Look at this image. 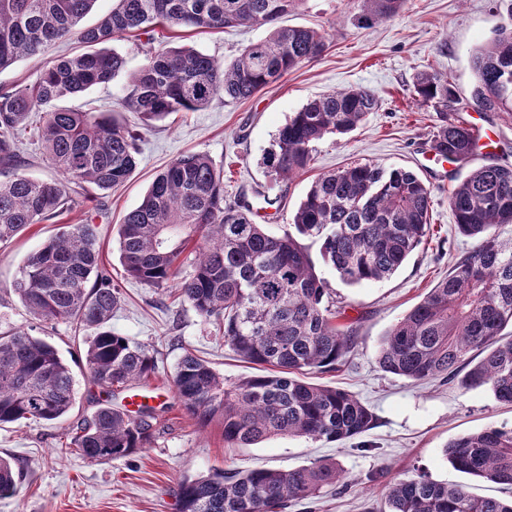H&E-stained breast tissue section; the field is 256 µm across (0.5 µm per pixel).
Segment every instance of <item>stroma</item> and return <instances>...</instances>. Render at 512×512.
<instances>
[{
  "label": "stroma",
  "mask_w": 512,
  "mask_h": 512,
  "mask_svg": "<svg viewBox=\"0 0 512 512\" xmlns=\"http://www.w3.org/2000/svg\"><path fill=\"white\" fill-rule=\"evenodd\" d=\"M359 11L358 0H306L284 22L320 29L327 38L325 52L247 101L231 103L219 96L204 110L175 112L145 125L121 108L125 74L70 99V106L109 112L139 133V164L132 176L111 190L75 195L61 222L98 227L103 261L122 290L112 329L158 353L155 378L131 387L155 407L158 423L147 449L112 461H92L66 447L70 419L0 426V456L11 458L24 473L19 492L0 499V512H178L183 477L204 476L216 468L288 470L324 458L336 460L345 482L292 503L287 512H369L391 478L411 479L423 472L437 482L465 485L479 496L499 495L498 485L455 470L444 448L471 432L512 428V406L499 404L486 386L464 389L454 382H413L383 372L378 354L386 333L475 246L458 233L448 208L451 187L468 169L452 166L444 177L430 170L426 155L438 114L415 97V79L425 70L447 77L461 117L495 140L492 152L476 155L472 165L499 161L512 149V119L473 103L472 55L512 18V0H406L398 14L370 28L357 27ZM266 33L259 26L193 30L181 32L176 42L228 63ZM358 87L376 97L375 112L354 132L317 142L307 171L276 181L264 158L289 116L312 98ZM187 152L207 154L223 167L225 203L257 205L265 194L280 195V209L267 222L277 235L288 230L321 172L369 161L412 171L429 186L430 232L387 280L346 283L323 262L318 243L309 245L317 272L346 308L343 323L353 326L357 336L354 351L337 370L310 374L309 380L349 391L370 408L374 425L362 437L340 442L275 437L249 448H229L219 423L198 425L181 410L170 379L185 350L231 381L256 372L225 347L219 321L203 320L173 290L126 277L119 262L117 228L125 214L139 205L155 174ZM55 231V224H35L0 249V329L24 327L59 350L75 376L71 419H78L96 409L82 346L69 324H39L11 290L27 256Z\"/></svg>",
  "instance_id": "35a3bbf8"
}]
</instances>
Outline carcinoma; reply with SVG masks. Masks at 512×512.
I'll return each mask as SVG.
<instances>
[{"instance_id": "1", "label": "carcinoma", "mask_w": 512, "mask_h": 512, "mask_svg": "<svg viewBox=\"0 0 512 512\" xmlns=\"http://www.w3.org/2000/svg\"><path fill=\"white\" fill-rule=\"evenodd\" d=\"M95 3L0 0V69L58 41L74 39L83 47L46 61L34 82L0 90L1 248L68 210V185L107 190L137 168V136L128 126L61 105L125 70V58L107 44L158 26L270 27L265 39L244 47L228 65L189 47L148 48L122 97L124 110L146 121L201 111L219 94L227 101L252 99L326 49L319 30L278 25L305 0H112L96 25L80 26ZM360 3L358 25L368 28L397 14L405 0ZM472 67L475 105L512 117V23L476 50ZM414 91L439 114L432 149L467 165L482 131L454 113L456 93L448 79L421 73ZM376 108L365 89L309 101L278 130L267 167L277 180L293 178L308 167L315 143L357 129ZM37 112L38 141L59 179L22 172L19 135ZM448 207L458 232L476 247L384 336L378 364L414 382L459 377L462 387L488 386L497 402L512 405V338L501 337L512 325V242L496 234L498 225L512 224V165L472 169L449 193ZM430 216L431 190L416 174L356 162L317 176L292 217V230L275 235L255 222L248 204H224L223 172L207 154L173 160L118 227L124 273L153 288L175 284L200 317L223 319L225 346L259 367V374L230 382L185 352L171 381L187 416L201 426L219 422L231 448L281 436L337 442L371 429L374 415L355 395L298 378L336 370L356 346L354 329L336 322L341 312L301 240L318 242L324 262L344 281L374 283L395 274L421 244ZM186 263L192 270L182 278ZM12 292L40 322H65L83 334L84 369L108 396L155 375L152 349L112 331L121 289L103 263L96 225L68 224L49 237L28 255ZM75 403L74 374L53 345L21 327L0 332V425L55 422ZM154 420L149 406L131 411L108 399L72 426L68 447L90 460L128 457L152 442ZM445 456L462 473L512 489L511 428L460 436ZM342 478L331 460L289 470L217 468L182 480L179 512H285L290 502ZM21 480L16 464L0 458V498L15 495ZM382 500L378 512H512V498L478 497L424 474L388 481Z\"/></svg>"}]
</instances>
